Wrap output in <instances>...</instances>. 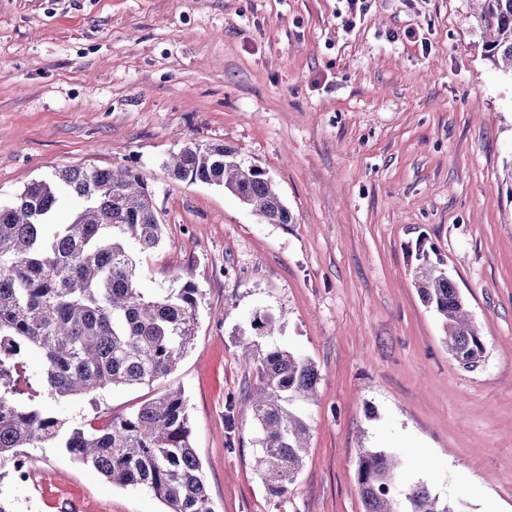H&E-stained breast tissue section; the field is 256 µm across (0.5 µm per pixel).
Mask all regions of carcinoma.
I'll return each instance as SVG.
<instances>
[{
  "label": "carcinoma",
  "instance_id": "obj_1",
  "mask_svg": "<svg viewBox=\"0 0 512 512\" xmlns=\"http://www.w3.org/2000/svg\"><path fill=\"white\" fill-rule=\"evenodd\" d=\"M485 48L512 74V0H481ZM176 181L223 187L268 224H290L272 181L238 160L222 144L190 142L167 163ZM79 201L72 218L55 221L61 196ZM164 224L144 177L132 168H64L28 183L12 204L0 206V336L35 352L45 364L43 384L60 397L100 393L116 386L151 385L168 376L192 345L197 328V292L190 283L147 296L126 243L151 253ZM415 284L422 301L442 319L448 351L467 370L484 360L478 330L442 263L418 253ZM271 315L251 322L255 339L245 361L256 385L246 410L259 425L256 468L267 489L280 496L300 472L309 428L297 403L312 398L315 365L281 347L260 349L274 335ZM66 422L31 402L0 394V467L22 463L29 448L55 443ZM186 400L168 389L104 426L75 427L63 447L114 485L143 488L167 512H214L202 464L191 444ZM399 460L367 451L358 483L365 512H459L423 483L402 486Z\"/></svg>",
  "mask_w": 512,
  "mask_h": 512
}]
</instances>
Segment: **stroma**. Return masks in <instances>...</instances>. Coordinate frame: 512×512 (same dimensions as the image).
Returning <instances> with one entry per match:
<instances>
[{
  "mask_svg": "<svg viewBox=\"0 0 512 512\" xmlns=\"http://www.w3.org/2000/svg\"><path fill=\"white\" fill-rule=\"evenodd\" d=\"M0 0V204L62 168L130 167L165 225L137 256L145 293L191 283L196 336L152 386L37 402L100 426L182 389L215 512H364L362 449L403 461L460 512H512V76L486 56L474 0ZM263 170L289 224L165 167L188 142ZM434 248L484 344L475 371L448 350L414 285ZM271 341L320 375L300 404L304 465L272 495L243 403L238 339ZM33 477L0 469L13 512H164L62 448Z\"/></svg>",
  "mask_w": 512,
  "mask_h": 512,
  "instance_id": "1",
  "label": "stroma"
}]
</instances>
